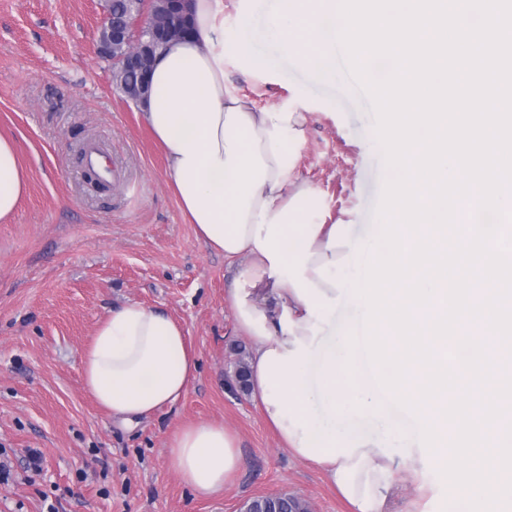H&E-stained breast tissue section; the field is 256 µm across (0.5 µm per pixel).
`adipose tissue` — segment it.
I'll use <instances>...</instances> for the list:
<instances>
[{"instance_id":"1","label":"adipose tissue","mask_w":512,"mask_h":512,"mask_svg":"<svg viewBox=\"0 0 512 512\" xmlns=\"http://www.w3.org/2000/svg\"><path fill=\"white\" fill-rule=\"evenodd\" d=\"M337 0H255L232 39L224 37V0H190L193 30L159 48L143 118L167 161L166 177L188 223L210 248L239 265L229 305L249 344V391L279 446L322 471L352 512H389L398 459L454 466L465 497L499 512L512 495V464L502 462L512 412L493 403L499 364L512 365V340L494 348L490 332L461 315L457 339L444 344L496 352L481 383L445 392L424 408L444 438L425 457L416 423L391 409L361 364L362 300L340 280L355 279L361 241L348 225L320 220L317 189L297 169L306 117L271 112L229 92L228 55L256 56L268 35L281 52H301L326 76L336 74L335 39L320 25ZM28 176L12 138L0 135V222L15 215ZM85 391L114 421L130 427L174 406L199 370L184 326L140 303L112 309L81 356ZM167 462L196 497L222 495L240 472L236 433L201 420L175 428Z\"/></svg>"}]
</instances>
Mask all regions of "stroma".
Wrapping results in <instances>:
<instances>
[{"instance_id": "35a3bbf8", "label": "stroma", "mask_w": 512, "mask_h": 512, "mask_svg": "<svg viewBox=\"0 0 512 512\" xmlns=\"http://www.w3.org/2000/svg\"><path fill=\"white\" fill-rule=\"evenodd\" d=\"M108 0H0V134L13 138L29 189L0 223V512H236L259 493L301 498L309 512H351L326 475L280 449L234 376L239 333L225 301L235 262L199 239L166 181L165 159L116 88L98 52ZM264 66L234 56L226 83L257 106L299 110L307 134L298 160L326 222L368 230L378 201L371 115L340 105L304 58ZM97 146L112 189L89 192L81 151ZM138 302L179 320L199 372L173 407L132 428L98 409L82 386L80 355L98 323ZM224 423L244 465L223 497H195L169 468L166 438L179 424ZM39 471L29 468L30 452ZM410 490L395 512H482L454 469L400 468Z\"/></svg>"}]
</instances>
